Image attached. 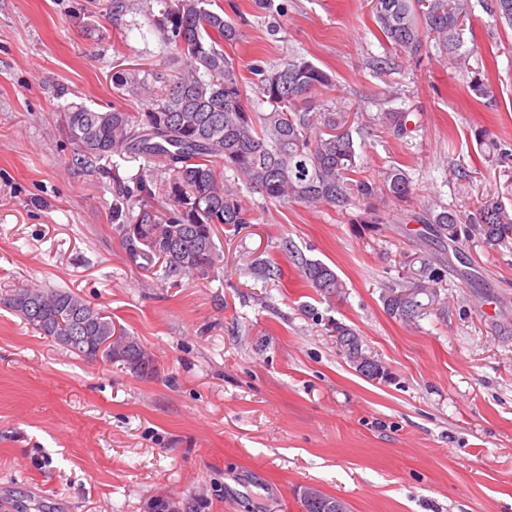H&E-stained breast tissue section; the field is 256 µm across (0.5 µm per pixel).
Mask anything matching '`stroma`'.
Wrapping results in <instances>:
<instances>
[{"instance_id": "obj_1", "label": "stroma", "mask_w": 512, "mask_h": 512, "mask_svg": "<svg viewBox=\"0 0 512 512\" xmlns=\"http://www.w3.org/2000/svg\"><path fill=\"white\" fill-rule=\"evenodd\" d=\"M374 0H211L237 19L225 52L240 70L295 55L332 82L315 111L349 112L357 164L399 165L415 207L466 211L487 196L512 207V28L481 0L465 46L486 65L492 103L436 52L390 51ZM390 56L387 72L375 59ZM169 75L143 13L113 19L106 0H0V297L64 288L105 310L151 354L139 377L87 359L0 305V512H302L313 486L349 512H512V250L472 236L449 252L448 312L415 325L381 293L400 253L419 250L406 217L373 232L329 207L249 198L254 220L219 228V265L200 277L140 268L112 221L113 176L129 189L168 178L163 165L78 169L64 127L71 104L140 112L115 72ZM410 112L413 131H380ZM507 150L486 156L474 137ZM332 267L333 299L305 286L289 252ZM262 258L278 279L252 274ZM355 328L387 378L342 356L332 322ZM380 120L383 129L397 139L404 138L413 131L409 126L412 122L410 112H384Z\"/></svg>"}]
</instances>
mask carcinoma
Returning a JSON list of instances; mask_svg holds the SVG:
<instances>
[{"label": "carcinoma", "mask_w": 512, "mask_h": 512, "mask_svg": "<svg viewBox=\"0 0 512 512\" xmlns=\"http://www.w3.org/2000/svg\"><path fill=\"white\" fill-rule=\"evenodd\" d=\"M211 0H164L160 15H149L163 35L175 74L154 90L136 73L115 74L116 88L147 101L142 112L119 105L106 111L72 105L64 113L74 161L93 166L111 157L162 163L171 178L140 180L136 196L119 187L112 199V223L122 225L135 257L151 264L158 258L168 276H205L220 261L215 226L237 228L251 223L241 187L268 201L306 208L331 207L349 224L374 230L388 223L377 205L390 201L426 229L422 249L401 255L402 274L383 289L386 313L416 323L442 313L447 302L440 290L448 264L432 252L445 244L460 251L471 225L482 243L496 250L512 240V213L500 202L482 204L468 219L444 205L412 207L415 186L408 172L392 166L372 178H357L358 144L345 112H314L309 99L330 76L310 61L290 57L278 65L251 67L265 111L249 102L234 59L224 45L240 39L234 20L209 8ZM489 16L512 26V0H485ZM471 0H376L374 19L383 41L393 49L419 53L428 43L448 65L471 74L470 91L493 93L481 67H473V50H465L464 27ZM381 126L397 139L411 132V113L384 112ZM232 175L227 176L225 172ZM305 285L328 297L341 296L346 285L330 266L307 258L298 261ZM3 304L33 329L86 358L118 333L125 349L120 359L134 373L147 376L153 360L141 354L136 337L116 329L112 317L80 295L65 289L20 288ZM85 340L73 345L67 336ZM358 368L381 365L367 353L363 340L339 348ZM303 512H330L347 504L310 488L300 498Z\"/></svg>", "instance_id": "obj_1"}]
</instances>
